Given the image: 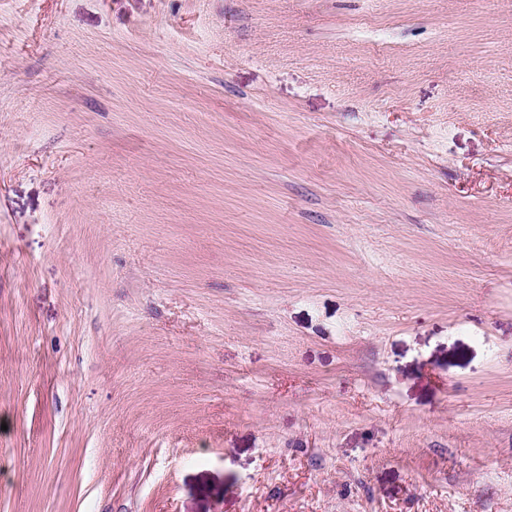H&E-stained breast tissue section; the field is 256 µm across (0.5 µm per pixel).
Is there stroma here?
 Here are the masks:
<instances>
[{
	"instance_id": "35a3bbf8",
	"label": "stroma",
	"mask_w": 512,
	"mask_h": 512,
	"mask_svg": "<svg viewBox=\"0 0 512 512\" xmlns=\"http://www.w3.org/2000/svg\"><path fill=\"white\" fill-rule=\"evenodd\" d=\"M0 512H512V0H0Z\"/></svg>"
}]
</instances>
